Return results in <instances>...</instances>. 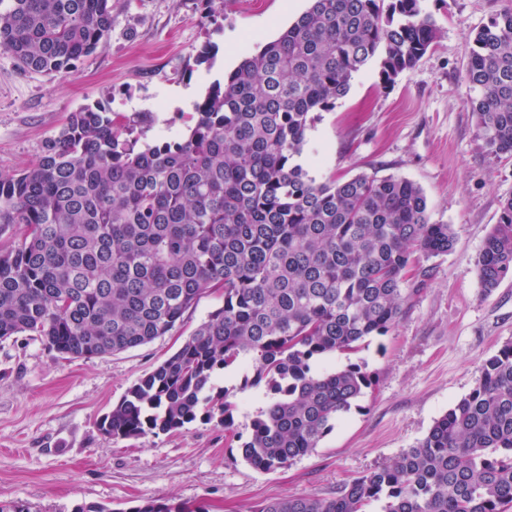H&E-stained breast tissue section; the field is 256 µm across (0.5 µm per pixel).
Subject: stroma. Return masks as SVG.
Here are the masks:
<instances>
[{
    "mask_svg": "<svg viewBox=\"0 0 512 512\" xmlns=\"http://www.w3.org/2000/svg\"><path fill=\"white\" fill-rule=\"evenodd\" d=\"M310 0H112V31L69 73L22 71L0 50V172L38 161L69 112L97 104L152 116L144 141L169 123L183 130L193 105L240 60L293 23ZM435 43L392 87L378 63L320 112L294 161L322 182L358 174L399 176L420 186L432 222L451 225L455 245L421 258L413 294L396 327L351 362L371 377L312 453L268 472L253 469L224 427L205 415L170 433L120 439L101 420L146 373L171 356L221 293H204L171 333L150 344L92 358L62 359L34 336L0 339V502L29 512L103 505L129 512L153 499L202 512H254L268 499L334 496L337 489L416 446L434 421L477 385L483 365L512 344V277L483 293L477 257L501 203L512 198V157L485 148L464 81L467 34L512 0H422ZM247 369L220 372L215 391L235 406L249 434L266 407Z\"/></svg>",
    "mask_w": 512,
    "mask_h": 512,
    "instance_id": "stroma-1",
    "label": "stroma"
}]
</instances>
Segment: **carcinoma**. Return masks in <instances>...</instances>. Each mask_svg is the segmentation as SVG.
<instances>
[{
  "mask_svg": "<svg viewBox=\"0 0 512 512\" xmlns=\"http://www.w3.org/2000/svg\"><path fill=\"white\" fill-rule=\"evenodd\" d=\"M112 31V0H0V49L57 75ZM437 38L421 0H310L279 36L194 104L178 136L138 145L139 120L100 106L69 114L31 168L0 175V339L35 336L64 358L148 344L210 290L224 304L105 417L112 438L168 433L200 409L232 433L216 372L243 362L269 403L240 444L259 471L318 447L369 387L355 353L396 325L420 256L455 244L411 180L318 182L292 163L314 113L334 107L375 57L391 86ZM465 82L478 136L512 156V11L467 36ZM489 293L512 277V199L477 258ZM508 512L512 508V345L476 387L398 458L328 498L288 497L255 512ZM131 512H192L150 501Z\"/></svg>",
  "mask_w": 512,
  "mask_h": 512,
  "instance_id": "obj_1",
  "label": "carcinoma"
}]
</instances>
